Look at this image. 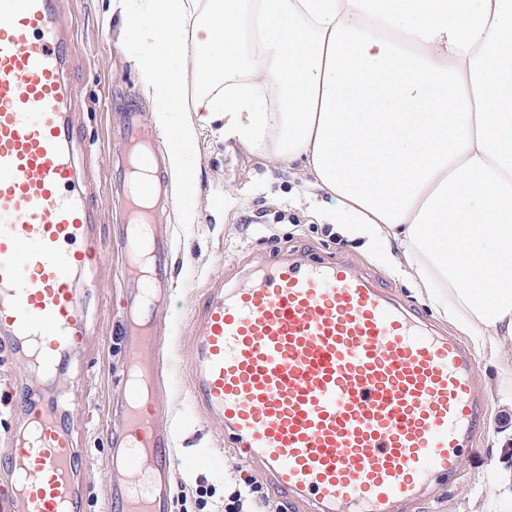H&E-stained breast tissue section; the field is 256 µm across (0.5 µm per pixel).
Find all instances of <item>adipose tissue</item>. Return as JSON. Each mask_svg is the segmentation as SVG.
Returning <instances> with one entry per match:
<instances>
[{"label": "adipose tissue", "mask_w": 512, "mask_h": 512, "mask_svg": "<svg viewBox=\"0 0 512 512\" xmlns=\"http://www.w3.org/2000/svg\"><path fill=\"white\" fill-rule=\"evenodd\" d=\"M111 6L150 19L126 49L172 170L212 123L304 168L344 236L382 242L394 277L512 361V0ZM191 72L207 90L189 102Z\"/></svg>", "instance_id": "adipose-tissue-1"}]
</instances>
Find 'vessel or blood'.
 <instances>
[{
    "instance_id": "1",
    "label": "vessel or blood",
    "mask_w": 512,
    "mask_h": 512,
    "mask_svg": "<svg viewBox=\"0 0 512 512\" xmlns=\"http://www.w3.org/2000/svg\"><path fill=\"white\" fill-rule=\"evenodd\" d=\"M58 0H0V358L27 375L0 389L10 439L0 512H83V452L62 395L33 398L90 347L80 278L100 264L98 215L77 165L81 126L69 77L74 34ZM130 148L118 168L127 244L123 308L161 316L174 280L172 245L150 231L168 205V175L135 104L122 114ZM190 392L240 455L311 512H394L458 476L485 402L474 355L350 264L281 255L225 286L192 316ZM125 334L136 356L123 379L119 476L107 512H169L171 433L163 400L145 396L162 338Z\"/></svg>"
}]
</instances>
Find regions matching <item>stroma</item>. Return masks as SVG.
I'll list each match as a JSON object with an SVG mask.
<instances>
[{
  "label": "stroma",
  "instance_id": "stroma-1",
  "mask_svg": "<svg viewBox=\"0 0 512 512\" xmlns=\"http://www.w3.org/2000/svg\"><path fill=\"white\" fill-rule=\"evenodd\" d=\"M110 0H59L64 22L72 26L70 78L77 95L82 134L77 154L93 189L100 214L102 265L90 283L89 305L93 351L73 360L63 384L68 408L78 423V441L87 461L88 491L84 512H103L106 474L111 457L107 442L116 412L122 404L120 379L133 357L123 336L125 248L120 234L123 206L112 195L110 157L121 154L119 136L122 103L134 96L143 114L152 103L141 90L138 74L123 43L135 37L121 14L109 11ZM196 165L197 218L183 223L178 211L161 221L173 243L175 294L163 334L166 347L159 384L165 393L162 421L174 440L170 480V512H224V501L235 489L253 484L267 497V512H306L304 501L278 493L258 465L239 458L219 425L197 410L189 390L193 340L190 322L202 293L213 278L224 275L236 282L247 272L277 255L305 253L336 256L352 263L392 290L408 307L423 311L429 324L443 334H458L456 325L438 317L427 301L406 283L391 276L358 243L340 236L334 225L306 207L294 206L308 173L283 169L270 155L223 140L216 128H204L192 150ZM512 390V372L479 365V392L488 405L486 424L476 452L453 482H437L423 500L399 506L396 512H470L473 496L496 499L498 492L487 472L512 468V410L500 404L501 394ZM224 451V468L215 472L189 466L191 457Z\"/></svg>",
  "mask_w": 512,
  "mask_h": 512
}]
</instances>
